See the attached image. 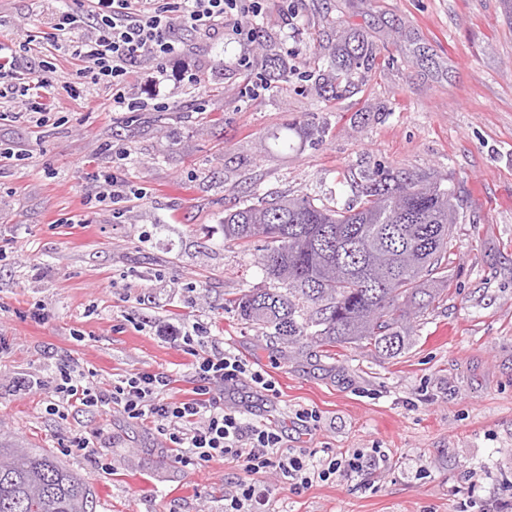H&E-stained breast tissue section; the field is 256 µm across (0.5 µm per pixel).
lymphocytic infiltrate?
Instances as JSON below:
<instances>
[{
  "label": "lymphocytic infiltrate",
  "mask_w": 512,
  "mask_h": 512,
  "mask_svg": "<svg viewBox=\"0 0 512 512\" xmlns=\"http://www.w3.org/2000/svg\"><path fill=\"white\" fill-rule=\"evenodd\" d=\"M261 10L260 0H95V10L89 14L71 7L61 11L55 28L65 34L86 26L92 28L91 36L74 41L71 47L74 64L92 81L111 85L113 110L134 112L139 104L124 92L128 78L144 57L175 55L176 30H211L231 16L238 34L249 37L253 34L250 19ZM127 156V148L113 146L111 167L94 177L97 202L117 203L135 194V187L128 185L119 172ZM191 342V334H183L182 343L193 358L195 372L191 397L170 396V380L162 373L135 374L103 389L89 381L82 370L68 367L59 372L52 390L55 400L49 409L58 411L60 403L74 400L87 407L120 405L128 418L150 416L161 421L184 467L195 469L217 458L230 459L250 472H276L296 494L311 487L315 480L326 481L332 475L362 469L361 454L315 462L306 451L284 448L278 431L247 423L239 411L221 407L218 385L237 384L246 374L265 391H274L275 385L261 371L247 372L237 356L226 352L206 354L194 349Z\"/></svg>",
  "instance_id": "f902f5d3"
}]
</instances>
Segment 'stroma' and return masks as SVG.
<instances>
[{"label": "stroma", "mask_w": 512, "mask_h": 512, "mask_svg": "<svg viewBox=\"0 0 512 512\" xmlns=\"http://www.w3.org/2000/svg\"><path fill=\"white\" fill-rule=\"evenodd\" d=\"M55 0H0V37L29 30L16 62L54 85L45 119L0 98V442L40 448L77 474L97 512H224L240 480L269 512H512V17L504 0H265L252 40L232 24L181 34L169 61L145 59L127 97L164 111L116 112L112 88L46 51ZM377 49L371 74L329 99L327 65L345 38ZM288 84L261 89L271 67ZM292 126L289 147L274 137ZM141 199L122 218L90 202L107 148ZM428 175L459 189L463 219L448 298L389 357L350 344L294 350L237 316L231 301L267 288L259 254L224 238L227 212L280 194L345 208L364 175ZM81 223H74V216ZM207 327L202 351L236 354L249 377L223 403L281 431L316 460L360 452L363 469L289 492L275 473L215 460L184 469L156 419L116 405L48 411L57 368L93 382L165 373L189 395L190 355L169 326ZM37 378L33 390L15 385ZM315 411L317 425L299 421ZM90 440L97 457L75 447ZM388 460L375 465L373 449Z\"/></svg>", "instance_id": "35a3bbf8"}]
</instances>
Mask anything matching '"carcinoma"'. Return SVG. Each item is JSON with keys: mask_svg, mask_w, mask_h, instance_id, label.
I'll return each instance as SVG.
<instances>
[{"mask_svg": "<svg viewBox=\"0 0 512 512\" xmlns=\"http://www.w3.org/2000/svg\"><path fill=\"white\" fill-rule=\"evenodd\" d=\"M377 53L363 40L331 60L332 97L370 73ZM461 195L422 176L367 178L345 209L306 194L261 199L224 215V239L261 247L278 288L231 301L241 320L291 348L356 344L388 356L404 348L410 320L440 301L454 263ZM96 495L38 448L0 443V512H96Z\"/></svg>", "mask_w": 512, "mask_h": 512, "instance_id": "carcinoma-1", "label": "carcinoma"}]
</instances>
